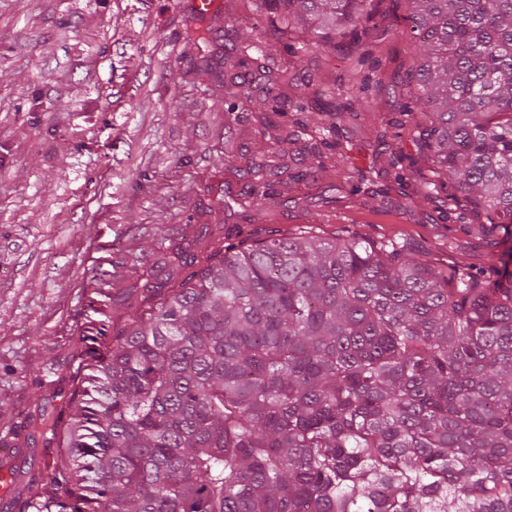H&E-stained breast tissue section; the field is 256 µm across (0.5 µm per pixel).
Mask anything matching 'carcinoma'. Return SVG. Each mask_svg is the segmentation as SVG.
I'll use <instances>...</instances> for the list:
<instances>
[{
  "instance_id": "carcinoma-1",
  "label": "carcinoma",
  "mask_w": 512,
  "mask_h": 512,
  "mask_svg": "<svg viewBox=\"0 0 512 512\" xmlns=\"http://www.w3.org/2000/svg\"><path fill=\"white\" fill-rule=\"evenodd\" d=\"M360 41L367 0H280ZM422 35L401 126L512 225V0H408ZM101 324L68 414L42 409L52 491L21 512H512V272L490 283L391 241L300 233L162 258Z\"/></svg>"
}]
</instances>
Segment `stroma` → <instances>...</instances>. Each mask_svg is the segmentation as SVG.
<instances>
[{"label":"stroma","mask_w":512,"mask_h":512,"mask_svg":"<svg viewBox=\"0 0 512 512\" xmlns=\"http://www.w3.org/2000/svg\"><path fill=\"white\" fill-rule=\"evenodd\" d=\"M223 2L201 44L187 0H0V438L24 451L22 485L48 480L55 451L33 422L67 411L79 334L139 300L133 260L153 263L183 230L247 245L309 228L488 280L497 263L512 271V238L446 198L398 125L420 58L405 0H374L359 45L296 55L273 0ZM264 55L288 86L265 79ZM274 150L259 210L241 169ZM338 152L345 175L319 169ZM103 270L124 277L89 288Z\"/></svg>","instance_id":"1"}]
</instances>
